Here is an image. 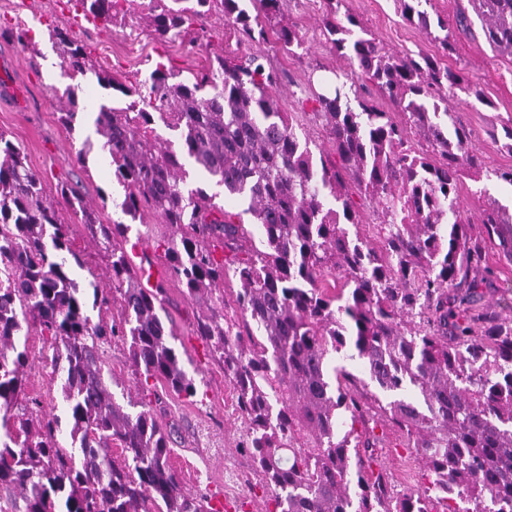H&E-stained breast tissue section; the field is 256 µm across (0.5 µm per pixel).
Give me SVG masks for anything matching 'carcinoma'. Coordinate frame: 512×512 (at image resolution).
<instances>
[{
    "label": "carcinoma",
    "mask_w": 512,
    "mask_h": 512,
    "mask_svg": "<svg viewBox=\"0 0 512 512\" xmlns=\"http://www.w3.org/2000/svg\"><path fill=\"white\" fill-rule=\"evenodd\" d=\"M133 2L79 0L105 26ZM169 2L147 20L157 41L189 34L218 8L244 41L272 36L289 55L308 52L283 23L280 0ZM335 2L323 28L353 71L312 96L332 161L316 157L287 119L280 74L262 48L185 75L159 63L128 85L96 67L68 32L49 30L76 80L56 95L69 129L79 116L77 79L90 73L130 98L121 108L99 105L94 133L124 190L122 213L132 222L149 213L169 233L161 253H143L134 267L124 247L129 225L97 222L61 186L109 261L107 283L91 284L93 307L119 315L92 321L71 277L70 264H84L70 248L71 226L0 132V512H214L169 465L170 432L153 413L162 398L130 401L127 411L104 381L101 348L121 341L142 389L163 379L178 395H196L158 313L164 283L142 287L157 262L199 305L194 334L233 385L237 448L264 476L266 512H434L435 497L443 512H512V320L484 302L477 279L490 248L512 263V217L490 198L473 219L459 196L466 175L512 185V168L489 167L439 104L456 89L484 103L474 83L435 57L384 50L352 15L339 18ZM398 2L448 55L453 34L432 22L429 0ZM470 2L489 44L512 56V0ZM360 79L406 120L361 97ZM208 185L237 198L242 213L224 211ZM355 191L377 213L370 235ZM220 249L229 253L219 259ZM230 279L240 288L227 291ZM32 327L50 337L46 360L63 372L68 449L57 440L59 415L35 398L19 403L29 363L20 336ZM349 347L366 378L339 367L330 379L328 355ZM370 382L391 400L368 397ZM379 417L399 427L425 471L424 485L401 496L386 470L373 468L369 422Z\"/></svg>",
    "instance_id": "1"
}]
</instances>
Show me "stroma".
<instances>
[{"label":"stroma","instance_id":"1","mask_svg":"<svg viewBox=\"0 0 512 512\" xmlns=\"http://www.w3.org/2000/svg\"><path fill=\"white\" fill-rule=\"evenodd\" d=\"M327 8L326 0H281L282 14L306 41L309 51L292 57L275 49L269 58L281 73L278 96L283 111L293 113L300 132L329 156L333 146L322 125L314 120L307 101L314 79L348 67L347 60L336 54L323 34L321 19ZM344 8L386 50L414 55L437 51L435 44L403 17L399 0H345ZM20 18L28 23L27 46L0 35V131L21 147L29 165L42 177L47 202L58 207L62 219L70 224L72 248L84 262L83 267L74 268L73 277L85 289L90 282L106 280L107 260L80 216L64 208L59 187L64 183L78 185L87 206L106 224L117 219L114 204L122 200L123 191L100 153L90 154L83 163L77 160L86 132L69 131L59 120L52 90L65 87L69 79L60 67L48 29H67L90 52L97 66L114 72L126 83L144 79L159 63L177 72L196 71L207 67L214 54L237 57L249 53L250 48L238 43L232 26L219 12L206 19L208 48L198 53L188 52L178 41L159 43L139 26L106 28L84 20L76 0H0V24L8 26ZM454 46L447 65L477 83L486 101L481 104L452 96L448 107L470 132L472 147L490 167L510 168L512 152L504 142L506 129L512 127V57L490 46L477 18L472 21L471 35L456 36ZM491 197L512 214L511 185L493 178L464 179L461 201L465 209L478 212ZM487 263L493 273L485 278V296L497 303L502 316L512 318V263L494 251ZM164 287L161 317L173 322L174 346L197 387L196 395L188 399L165 394L163 408L157 413L160 423L178 429L169 465L185 488L211 495L227 504L230 512H266L262 477L236 446L233 389L224 378L222 364L208 355L193 333L198 308L179 285L168 281ZM27 347L26 395L38 398L56 414H64L61 380L45 361L47 341L33 331L27 337ZM104 374L119 403L136 398L138 384L125 345L108 348ZM374 432L379 438L376 455L387 470L394 493L419 488L425 478L414 454L403 448L398 426L386 420L378 423Z\"/></svg>","mask_w":512,"mask_h":512}]
</instances>
